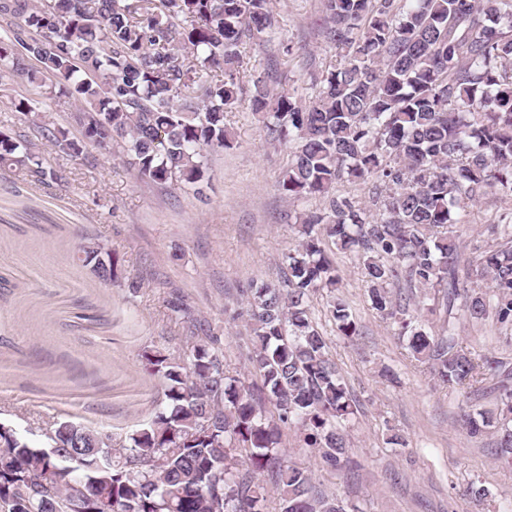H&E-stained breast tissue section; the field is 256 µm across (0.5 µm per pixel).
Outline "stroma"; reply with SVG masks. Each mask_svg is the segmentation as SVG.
Listing matches in <instances>:
<instances>
[{"instance_id": "obj_1", "label": "stroma", "mask_w": 512, "mask_h": 512, "mask_svg": "<svg viewBox=\"0 0 512 512\" xmlns=\"http://www.w3.org/2000/svg\"><path fill=\"white\" fill-rule=\"evenodd\" d=\"M272 8L279 38L243 44L242 86L263 75L277 90L305 93L336 59L322 35L321 2L272 0ZM286 44L292 56L283 55ZM226 122L234 145L211 155L200 197L154 184L93 148L73 159L45 152L46 167L62 171L61 183H33L0 168V421L36 440L53 421L69 419L110 431L121 447L162 399L142 351L183 353L190 317L221 332L227 371L246 374L252 345L240 291L279 278L303 208L278 188L290 147L270 141L249 98ZM496 210L485 199L459 227L462 260L474 258ZM83 238L107 243L114 283L74 261ZM336 262L360 334L337 335L327 292L312 295L310 314L357 405L346 425L351 464L329 469L288 425L281 428L284 460L360 512H512V467L460 429L461 395L436 385L372 309L362 264L343 254ZM130 278L141 280L138 293L125 288ZM175 297L185 314L172 311ZM445 322L465 346L512 358V347L496 343L492 322L472 324L457 309L431 320ZM395 433L402 444L391 443ZM474 483L489 490L486 501L468 495Z\"/></svg>"}]
</instances>
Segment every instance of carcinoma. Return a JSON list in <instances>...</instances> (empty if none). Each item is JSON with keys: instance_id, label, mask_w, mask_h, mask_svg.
Returning a JSON list of instances; mask_svg holds the SVG:
<instances>
[{"instance_id": "carcinoma-1", "label": "carcinoma", "mask_w": 512, "mask_h": 512, "mask_svg": "<svg viewBox=\"0 0 512 512\" xmlns=\"http://www.w3.org/2000/svg\"><path fill=\"white\" fill-rule=\"evenodd\" d=\"M321 6L339 60L314 77L311 96L260 78L250 89L268 133L294 142L280 190L319 201L300 216L280 284L243 291L248 372L262 390L226 374L209 327L189 336L183 357L148 348L141 357L162 400L122 448L72 420L53 424L52 451L0 432V509L24 494L26 512H65L79 484L85 512H262L265 487L255 475L269 470L284 512H358L280 457V425L288 424L328 466L350 464L340 422L356 405L310 318L312 293L326 289L337 335H358L349 305L334 295L342 282L336 251L361 261L372 308L398 327L432 379L466 389L467 435L490 438L512 464V364L469 349L449 328L429 332L417 322L424 311L459 307L472 323L492 320L496 340L512 344V0ZM276 24L271 0H0V82L39 83L45 100L73 99L75 135L29 100L10 102L57 155L97 146L129 157L158 185L199 194L204 152L234 143L225 113L243 93L240 47ZM0 165L40 183L62 179L36 144L2 129ZM366 182L372 188L361 199L338 189ZM489 196L502 210L486 227L495 244L463 263L456 228ZM76 255L101 281L115 280L103 244L81 243ZM487 399L493 407L477 408ZM243 453L249 471L239 468Z\"/></svg>"}]
</instances>
